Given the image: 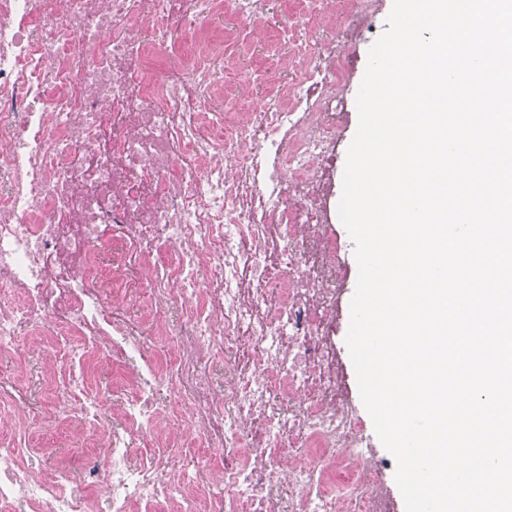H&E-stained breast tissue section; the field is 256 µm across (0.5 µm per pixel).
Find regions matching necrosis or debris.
<instances>
[{
    "mask_svg": "<svg viewBox=\"0 0 512 512\" xmlns=\"http://www.w3.org/2000/svg\"><path fill=\"white\" fill-rule=\"evenodd\" d=\"M271 3L0 0V512H394L336 359L330 216L379 0H294L267 66L241 70L229 49ZM131 270L134 318L100 295ZM35 409L80 437L78 475L16 443ZM189 446L221 455L189 472ZM393 6V0H382V5L379 11V15L376 19V31L377 36L374 40L368 41L366 44L359 49V58L357 68L352 71L349 77L350 93L354 98H357L359 87L364 76L368 52L375 40L388 29L387 18L391 12ZM121 308L125 312H138L145 307L148 296L145 288H142L141 281L136 274L130 273L127 278V288H124Z\"/></svg>",
    "mask_w": 512,
    "mask_h": 512,
    "instance_id": "1",
    "label": "necrosis or debris"
}]
</instances>
